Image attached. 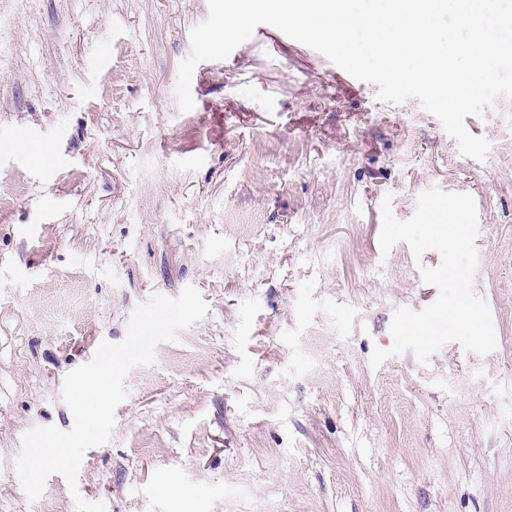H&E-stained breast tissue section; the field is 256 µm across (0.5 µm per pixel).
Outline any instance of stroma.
Instances as JSON below:
<instances>
[{
	"mask_svg": "<svg viewBox=\"0 0 512 512\" xmlns=\"http://www.w3.org/2000/svg\"><path fill=\"white\" fill-rule=\"evenodd\" d=\"M208 0H0V512H512V102L468 130L379 100L291 38L253 41L175 85ZM40 146L33 155L31 146ZM476 202L487 355L420 365L400 307L437 289L379 247L422 191ZM195 286L200 321L133 369L112 440L70 491L30 501L28 430L73 425L65 375L121 342L139 304Z\"/></svg>",
	"mask_w": 512,
	"mask_h": 512,
	"instance_id": "stroma-1",
	"label": "stroma"
}]
</instances>
